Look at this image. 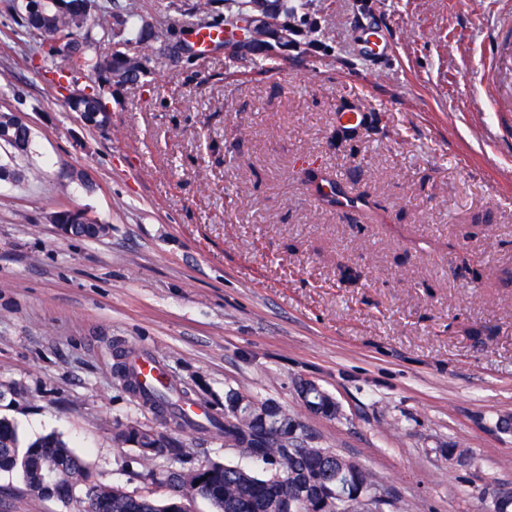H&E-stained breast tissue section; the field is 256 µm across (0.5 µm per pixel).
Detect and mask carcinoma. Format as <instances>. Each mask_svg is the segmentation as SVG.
<instances>
[{
    "label": "carcinoma",
    "mask_w": 512,
    "mask_h": 512,
    "mask_svg": "<svg viewBox=\"0 0 512 512\" xmlns=\"http://www.w3.org/2000/svg\"><path fill=\"white\" fill-rule=\"evenodd\" d=\"M272 11L303 28L309 41H314L318 26L307 20L311 0H267ZM254 0H224V23L249 13ZM24 27L41 39L43 59L57 58L65 62L58 72V87L87 75L91 84L75 91L76 97L65 100L71 112H85L95 128L105 127L110 120L104 101V86L112 85L117 75L125 84L133 85L150 73L146 51L159 40V28L141 14L137 0H129L122 13L110 17L91 14L90 0H22ZM97 29L100 40L110 38L133 44L141 53L133 57H116L97 45L91 36ZM31 127L14 112L0 111V148H8V162H0V180L23 178L11 167L17 158L31 151ZM132 351L116 348L113 370L126 392L163 421L165 430L144 428L127 423L116 433L117 440L140 450L141 460L167 457L176 462L160 472L149 469L142 478L168 485L180 494H198L204 500L224 503L223 512H278L276 495L280 491L295 493L306 484L312 494L302 501L300 512H341V502L321 506L322 488L329 486L338 493H351L360 487L377 483L375 476L359 462L328 448L288 446L283 434L274 427L277 417L288 409L269 400H254L256 413L233 415L240 393L224 394L226 413L209 410L206 420L188 418L180 404L192 400L184 390L170 393L147 390L138 380L131 362ZM216 430L224 443L238 449L239 461H210L188 466L183 450L174 434L187 430L201 433ZM56 469L54 497L64 504L79 502L83 496L97 499L99 512H169V498L132 497L122 488L92 480L77 485L80 478L90 476L83 458L57 434L48 433L23 444L14 421L0 417V470H16L24 486L32 482L38 468Z\"/></svg>",
    "instance_id": "obj_1"
}]
</instances>
